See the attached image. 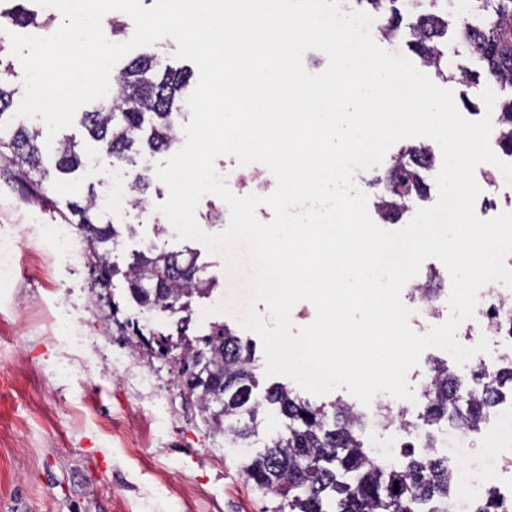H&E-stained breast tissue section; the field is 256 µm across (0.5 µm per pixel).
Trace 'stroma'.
I'll return each instance as SVG.
<instances>
[{
    "mask_svg": "<svg viewBox=\"0 0 512 512\" xmlns=\"http://www.w3.org/2000/svg\"><path fill=\"white\" fill-rule=\"evenodd\" d=\"M94 182L83 169L57 176L42 205L0 171V232L18 242L16 275L0 286V512H265L273 497L243 475L240 449L208 434L172 362L129 356L117 324H106L81 236L70 256L49 252V226ZM168 194L152 179L142 207L114 215L134 232L113 262L123 269L137 251L190 247L205 278L222 276V257L201 242L157 234ZM56 315L78 322L89 339L83 351L63 346ZM110 364L130 371L107 374Z\"/></svg>",
    "mask_w": 512,
    "mask_h": 512,
    "instance_id": "obj_1",
    "label": "stroma"
}]
</instances>
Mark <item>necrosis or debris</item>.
Segmentation results:
<instances>
[{"label":"necrosis or debris","instance_id":"obj_1","mask_svg":"<svg viewBox=\"0 0 512 512\" xmlns=\"http://www.w3.org/2000/svg\"><path fill=\"white\" fill-rule=\"evenodd\" d=\"M512 311V290L492 282L478 293L474 319L464 321L457 329L466 346L475 345L481 337L497 335V322ZM387 409L395 417L388 439L374 440L371 456L384 463H395L407 441L415 439L413 425L404 421L412 409L408 402L388 394L376 395L367 410L378 413ZM438 449L448 459V471L453 477L457 494L448 502H435L418 512H478V504L489 487H496L506 512H512V409L498 414L491 425L479 434L463 433L461 428L440 431Z\"/></svg>","mask_w":512,"mask_h":512}]
</instances>
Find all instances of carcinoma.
Wrapping results in <instances>:
<instances>
[{
    "label": "carcinoma",
    "instance_id": "1",
    "mask_svg": "<svg viewBox=\"0 0 512 512\" xmlns=\"http://www.w3.org/2000/svg\"><path fill=\"white\" fill-rule=\"evenodd\" d=\"M400 0H356L360 10L384 17L379 34L386 40L399 36L402 16ZM410 5L423 2L430 9L419 14L410 25L409 49L423 65L434 69L444 80L456 79L465 86L485 80L498 88L497 122L501 135L498 146L512 154V0H468L467 14L457 23L459 44L478 63V69L448 72L441 49L448 37V3L452 0H405ZM11 65L0 70V161L5 163L15 184L27 198L49 202L54 189L50 172L43 164L41 132L24 126L14 127L6 120L14 105L16 89L9 84ZM190 75L183 70L157 69L151 55L130 60L116 78L115 95L106 106L81 113V124L100 149L112 157L130 176L132 202L143 203L150 183L139 169L136 145L146 142L153 152L169 151L178 143L173 109L189 87ZM431 157L427 145L417 144L394 158L385 177V194L375 202L384 222L394 224L409 208V203L424 199L429 186L421 175V162ZM82 165L78 143L65 138L58 143L55 169L70 174ZM90 186L81 202L66 204L63 218L77 226L86 243V260L91 275L90 288L111 292L114 276L122 274L134 302L143 309L180 316L188 320L194 298L211 294L210 281L196 276L200 270L193 252H167L149 249L132 255L125 271L112 263V250L122 233L112 219L97 206V188ZM108 318L125 336H137V347L167 356L180 350L181 362L192 364L196 383L191 396L205 415L209 433L224 444L251 447L259 435L258 415L262 403L252 397L258 386L255 354L250 342L243 341L226 324L212 327L202 339L203 346L182 338L150 333L136 320L117 318L119 307L108 304ZM431 379L423 390L425 425L445 419L464 429L474 430L501 396V387L512 384V365L490 375L481 393L462 392L461 380L446 363L429 369ZM264 401L279 407L286 419L284 427L270 434L263 450L248 456L243 472L256 487L288 499L271 512H413L414 499H446L454 490L448 465L438 455L405 454L404 460L379 465L368 457L364 433L366 422L349 404L337 402L326 407L292 394L285 385L267 388ZM399 490H394V486Z\"/></svg>",
    "mask_w": 512,
    "mask_h": 512
}]
</instances>
